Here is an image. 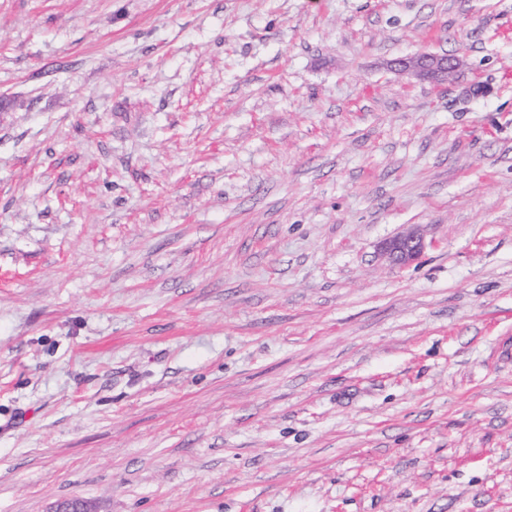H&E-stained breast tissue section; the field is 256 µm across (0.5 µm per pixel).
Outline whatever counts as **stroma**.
<instances>
[{"label":"stroma","instance_id":"obj_1","mask_svg":"<svg viewBox=\"0 0 512 512\" xmlns=\"http://www.w3.org/2000/svg\"><path fill=\"white\" fill-rule=\"evenodd\" d=\"M69 498L512 512V0H0V512ZM456 59L447 55L421 53L396 60L395 66L402 73L415 77H432L447 80L458 67ZM424 241L416 232L398 235L382 245L384 255L395 265L405 266L421 253Z\"/></svg>","mask_w":512,"mask_h":512}]
</instances>
